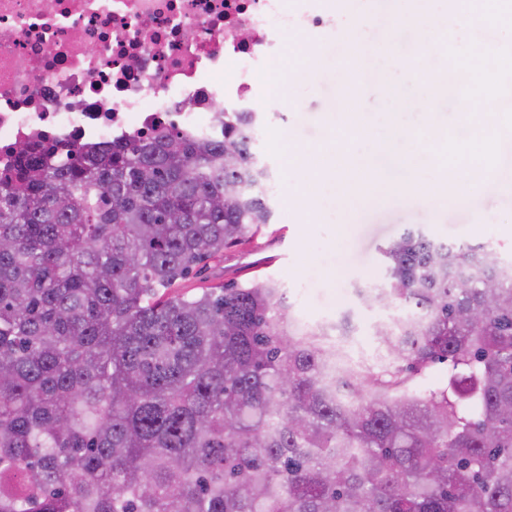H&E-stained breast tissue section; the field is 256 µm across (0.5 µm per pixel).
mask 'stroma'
<instances>
[{
    "label": "stroma",
    "instance_id": "stroma-1",
    "mask_svg": "<svg viewBox=\"0 0 512 512\" xmlns=\"http://www.w3.org/2000/svg\"><path fill=\"white\" fill-rule=\"evenodd\" d=\"M419 29L418 20L405 16L401 0H330L327 23L318 35L303 30L289 35L287 56L271 62L259 79L261 103L274 121L254 152L281 188L271 204V221L256 236L225 248L222 257L204 261L201 271L177 282L175 293L191 295L269 277L293 289L294 310L304 321L333 322L352 312L354 348L370 352L377 344L375 325L389 321L396 309L360 301L353 285L382 283L383 251L406 229H421L439 241L483 243L512 257V164L507 162L487 167L486 182L460 202L411 199L393 182L374 205L354 208L345 217L336 211V192L348 174L333 158L335 136L347 113H357L363 129L359 139L346 140L347 152H389L425 181L442 175L447 163L469 160L474 141H483L491 156L512 133V115L485 127L469 118L470 104L484 88L468 74L460 78L462 93L439 96L428 109L413 98L399 104L390 97L403 74L380 48L387 45L402 57H417ZM481 40L505 46L512 43V33L490 25L480 30L454 26L449 42L455 63H462ZM311 51L318 63L309 69L302 56ZM352 57L374 58L378 76L346 98L336 70ZM396 122L409 129V139L391 140L390 126ZM292 143L326 158L318 175L319 210L312 217L293 202L305 175L289 164Z\"/></svg>",
    "mask_w": 512,
    "mask_h": 512
}]
</instances>
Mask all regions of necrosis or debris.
<instances>
[{
	"label": "necrosis or debris",
	"mask_w": 512,
	"mask_h": 512,
	"mask_svg": "<svg viewBox=\"0 0 512 512\" xmlns=\"http://www.w3.org/2000/svg\"><path fill=\"white\" fill-rule=\"evenodd\" d=\"M324 0H0V174L22 143L88 149L222 112L270 119L256 76L312 31Z\"/></svg>",
	"instance_id": "4bbe7bcc"
}]
</instances>
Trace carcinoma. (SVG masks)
Listing matches in <instances>:
<instances>
[{
  "label": "carcinoma",
  "mask_w": 512,
  "mask_h": 512,
  "mask_svg": "<svg viewBox=\"0 0 512 512\" xmlns=\"http://www.w3.org/2000/svg\"><path fill=\"white\" fill-rule=\"evenodd\" d=\"M251 120L0 175V512H512L511 261L404 232L372 363L271 279L169 295L270 221Z\"/></svg>",
  "instance_id": "obj_1"
}]
</instances>
